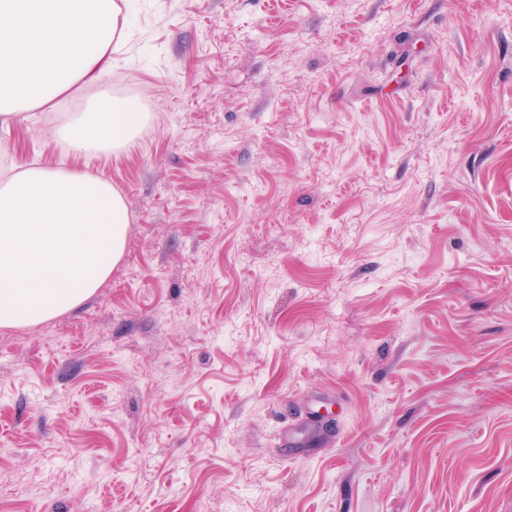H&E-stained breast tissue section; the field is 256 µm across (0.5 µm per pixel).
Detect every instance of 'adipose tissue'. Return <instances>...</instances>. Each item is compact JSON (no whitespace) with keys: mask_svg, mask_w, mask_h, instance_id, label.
Listing matches in <instances>:
<instances>
[{"mask_svg":"<svg viewBox=\"0 0 512 512\" xmlns=\"http://www.w3.org/2000/svg\"><path fill=\"white\" fill-rule=\"evenodd\" d=\"M117 0H0V125L109 72ZM101 91L57 130L68 153L124 147L144 123ZM127 213L111 183L67 166L0 170V326L39 324L93 296L121 260Z\"/></svg>","mask_w":512,"mask_h":512,"instance_id":"ef3b65f1","label":"adipose tissue"}]
</instances>
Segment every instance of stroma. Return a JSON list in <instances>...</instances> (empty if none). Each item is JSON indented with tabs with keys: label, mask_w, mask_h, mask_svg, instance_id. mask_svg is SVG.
<instances>
[{
	"label": "stroma",
	"mask_w": 512,
	"mask_h": 512,
	"mask_svg": "<svg viewBox=\"0 0 512 512\" xmlns=\"http://www.w3.org/2000/svg\"><path fill=\"white\" fill-rule=\"evenodd\" d=\"M123 12L118 80L0 126L128 218L0 327V512H512V0ZM104 88L147 124L69 155Z\"/></svg>",
	"instance_id": "stroma-1"
}]
</instances>
